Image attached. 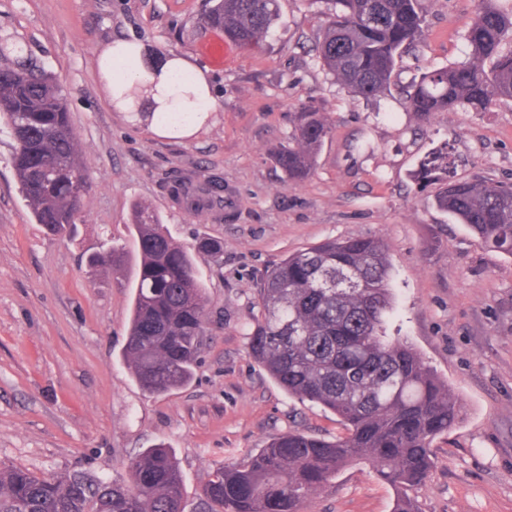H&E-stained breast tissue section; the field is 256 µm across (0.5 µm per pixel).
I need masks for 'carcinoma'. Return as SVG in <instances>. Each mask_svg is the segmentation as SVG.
Masks as SVG:
<instances>
[{"instance_id": "carcinoma-1", "label": "carcinoma", "mask_w": 512, "mask_h": 512, "mask_svg": "<svg viewBox=\"0 0 512 512\" xmlns=\"http://www.w3.org/2000/svg\"><path fill=\"white\" fill-rule=\"evenodd\" d=\"M331 8L318 43L333 78L354 96L386 91L402 53L423 34L419 0H327ZM478 0L466 33L470 58L427 71L407 90L409 111L486 112L512 99V8ZM279 18V0H211L206 23L245 45L258 46ZM119 101L151 103L149 117L172 124L185 112L156 111L135 84ZM0 118L14 141L12 165L36 223L64 237L76 223V181L88 188L78 137L52 74L24 59L22 46L0 39ZM330 133L325 113L304 104L297 134L275 152L288 182L309 176ZM172 197L194 209L224 207V186L210 176L196 186L169 183ZM437 207L459 219L484 246L512 257V188L454 181ZM141 257L131 282L128 340L122 357L141 389L160 395L186 384L201 345L207 298L196 275L198 255L223 245L177 244L156 213L132 211ZM91 267L120 271L116 249L89 257ZM384 242L365 236L326 240L294 252L267 270L258 288L261 315L252 325L253 358L288 395L329 410L344 433L334 438L289 431L246 463L216 469L204 486L208 512H304V505L348 467L362 462L396 494L394 512H418L411 493L434 466L433 443L459 419V397L403 338L388 336L393 309ZM182 474L165 446L130 465L127 481L85 475L39 476L0 468V512H177Z\"/></svg>"}]
</instances>
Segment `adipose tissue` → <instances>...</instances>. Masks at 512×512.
<instances>
[{
    "mask_svg": "<svg viewBox=\"0 0 512 512\" xmlns=\"http://www.w3.org/2000/svg\"><path fill=\"white\" fill-rule=\"evenodd\" d=\"M99 69L110 89L138 83L152 88L153 99L160 104L167 98L175 75L182 72L192 76L200 92L199 99L184 101V111L205 114L215 111L217 107L210 92L206 70L180 55H158L143 44L130 45L118 41L101 54Z\"/></svg>",
    "mask_w": 512,
    "mask_h": 512,
    "instance_id": "adipose-tissue-1",
    "label": "adipose tissue"
}]
</instances>
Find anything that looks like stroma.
I'll list each match as a JSON object with an SVG mask.
<instances>
[{"label":"stroma","mask_w":512,"mask_h":512,"mask_svg":"<svg viewBox=\"0 0 512 512\" xmlns=\"http://www.w3.org/2000/svg\"><path fill=\"white\" fill-rule=\"evenodd\" d=\"M422 38L400 58L389 91L351 96L317 52L324 0H280L258 47L228 64L201 50L221 31L207 0H0V38L21 44L55 75L82 147L89 184L69 237L36 224L0 124V465L40 475L123 479L163 443L183 476L186 512H205L216 468L242 463L291 430L331 438L332 413L291 397L249 355L262 274L328 238H381L394 306L386 333L406 338L458 394L462 413L434 442L435 467L416 493L421 512H512V257L486 248L435 202L448 182L512 184V100L486 112L404 104L420 73L466 61L477 0H422ZM192 57L218 109L190 136H162L119 110L98 71L115 40ZM311 103L331 126L311 175L288 183L274 161L296 112ZM220 176L224 208L190 211L170 178ZM150 206L173 240L224 245L196 271L208 297L203 349L183 387L153 396L122 358L131 280L140 255L134 205ZM118 246L125 271L92 268ZM394 493L368 467L346 470L305 512H392Z\"/></svg>","instance_id":"1"}]
</instances>
